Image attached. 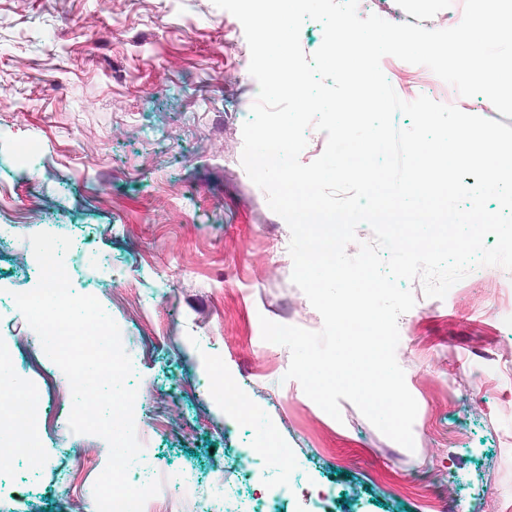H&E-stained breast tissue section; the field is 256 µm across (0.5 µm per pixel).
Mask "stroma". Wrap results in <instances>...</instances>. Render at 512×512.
<instances>
[{
  "label": "stroma",
  "instance_id": "1",
  "mask_svg": "<svg viewBox=\"0 0 512 512\" xmlns=\"http://www.w3.org/2000/svg\"><path fill=\"white\" fill-rule=\"evenodd\" d=\"M463 10L371 0L373 14L428 29ZM249 63L240 21L212 0H0V345L42 409L34 446L0 464V512L92 504L107 462L47 394L61 369L12 349L34 335L11 300L34 274L16 262L27 232L2 227L33 206L71 238V287L117 322L144 391L130 479L162 477L173 500L227 496L239 512H500L512 504V272L478 268L442 299L410 282L396 358L418 404L414 450L349 401L329 416L286 379L289 349L261 336L264 317L310 331L323 320L291 281L286 222L241 162ZM380 66L404 101L500 117L416 65ZM218 373L242 409L225 405ZM267 432L288 454L256 472L243 456ZM75 468L86 482L64 483Z\"/></svg>",
  "mask_w": 512,
  "mask_h": 512
}]
</instances>
